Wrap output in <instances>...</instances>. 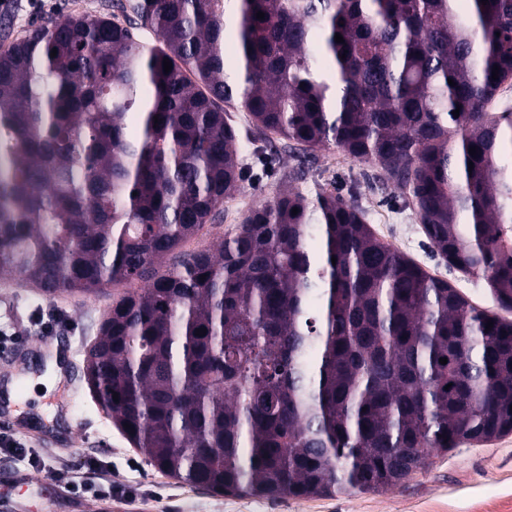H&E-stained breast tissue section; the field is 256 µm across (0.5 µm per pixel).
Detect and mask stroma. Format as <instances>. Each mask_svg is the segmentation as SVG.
Wrapping results in <instances>:
<instances>
[{"mask_svg":"<svg viewBox=\"0 0 512 512\" xmlns=\"http://www.w3.org/2000/svg\"><path fill=\"white\" fill-rule=\"evenodd\" d=\"M104 2L47 0L37 13L27 0H13L10 10H0V44L48 17L97 10ZM277 153L273 169L246 178L236 197L224 203L223 223L206 225L185 251L234 229L242 213L275 193L289 170L301 168L310 173L299 184L307 197L321 184L356 189L354 202L379 237L474 305L492 308L485 280L448 269L419 218L396 193L380 188L373 168L346 161L333 147L309 154L281 147ZM111 302L106 294L47 296L20 281L0 280V329L21 334L22 347L30 351L29 375L39 381L17 402L13 425H0V512H512V434L434 454L403 486L382 493L224 496L161 474L98 409L84 383L85 351ZM89 458L110 475L111 487L83 468ZM60 471L66 481H57Z\"/></svg>","mask_w":512,"mask_h":512,"instance_id":"obj_1","label":"stroma"}]
</instances>
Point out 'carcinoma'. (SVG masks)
<instances>
[{
  "mask_svg": "<svg viewBox=\"0 0 512 512\" xmlns=\"http://www.w3.org/2000/svg\"><path fill=\"white\" fill-rule=\"evenodd\" d=\"M458 2L114 0L122 22L70 13L0 48V278L49 296L136 285L112 295L86 383L165 476L382 492L512 433V320L341 193L308 198L305 171L179 251L224 220L240 140L276 136L378 169L448 267L511 312L512 0Z\"/></svg>",
  "mask_w": 512,
  "mask_h": 512,
  "instance_id": "1",
  "label": "carcinoma"
}]
</instances>
